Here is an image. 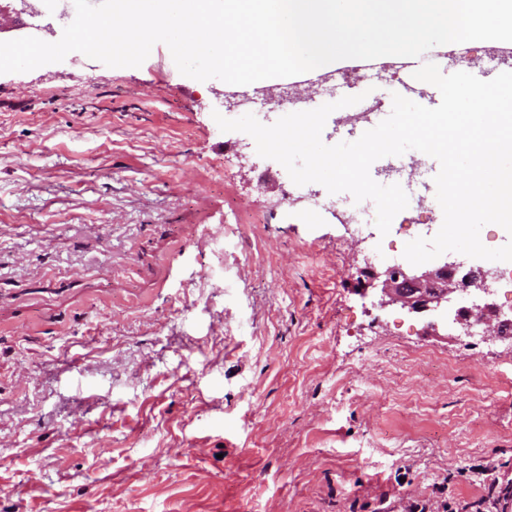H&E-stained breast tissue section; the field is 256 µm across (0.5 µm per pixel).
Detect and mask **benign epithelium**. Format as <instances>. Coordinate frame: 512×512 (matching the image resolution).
Returning <instances> with one entry per match:
<instances>
[{
  "label": "benign epithelium",
  "instance_id": "obj_1",
  "mask_svg": "<svg viewBox=\"0 0 512 512\" xmlns=\"http://www.w3.org/2000/svg\"><path fill=\"white\" fill-rule=\"evenodd\" d=\"M20 8L0 6V32L14 23L13 15L34 10L33 0H17ZM458 266L444 263L433 269L417 265H400L361 270L366 286L379 288L377 306L384 309L395 304L426 320L425 334L440 335L448 327L467 336L471 328L484 326L483 335L506 340L512 335V316H507L492 302L491 283L496 273L479 268L456 279Z\"/></svg>",
  "mask_w": 512,
  "mask_h": 512
}]
</instances>
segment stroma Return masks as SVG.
<instances>
[{"label": "stroma", "mask_w": 512, "mask_h": 512, "mask_svg": "<svg viewBox=\"0 0 512 512\" xmlns=\"http://www.w3.org/2000/svg\"><path fill=\"white\" fill-rule=\"evenodd\" d=\"M35 8L0 39L58 41ZM170 56L0 74V512H483L485 467L512 512V343L378 308L411 230L349 233L372 200L294 189Z\"/></svg>", "instance_id": "obj_1"}]
</instances>
